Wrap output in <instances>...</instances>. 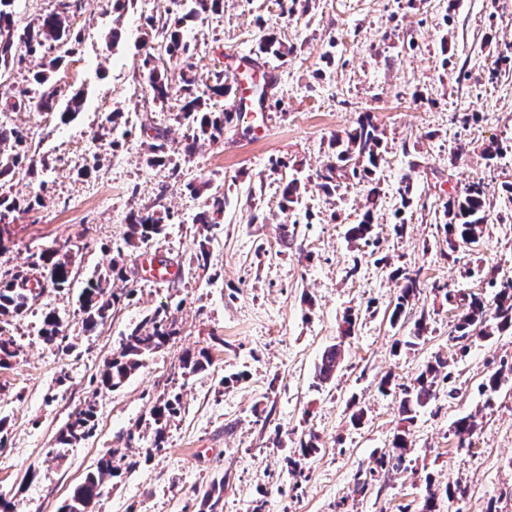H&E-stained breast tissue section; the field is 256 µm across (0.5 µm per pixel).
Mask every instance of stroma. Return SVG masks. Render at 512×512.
Here are the masks:
<instances>
[{
  "instance_id": "stroma-1",
  "label": "stroma",
  "mask_w": 512,
  "mask_h": 512,
  "mask_svg": "<svg viewBox=\"0 0 512 512\" xmlns=\"http://www.w3.org/2000/svg\"><path fill=\"white\" fill-rule=\"evenodd\" d=\"M171 0H129L112 10L107 0H77L69 22L80 44L53 72L58 102L81 95L69 122L57 113L4 112L0 125L20 128L27 157L42 173L17 171L12 191L31 200L0 232V269H26L31 253L57 245L76 274L69 289H47L34 310L14 320L22 346L0 370V494L15 512H58L97 460L118 448L133 470L108 479L95 512H198L199 495L225 475L224 512H419L427 486L462 488L449 512H512V384L486 399L480 385L512 356V334L475 340L460 355L452 336L458 311L443 289L493 298L494 291L463 264L443 255V204L452 186L483 181L490 208L473 264L512 278V152L488 161L484 147L512 136V0H309L308 10L286 12L279 0H224L207 25L187 23L196 46L181 61L199 77L214 71L245 78L242 59L272 31L291 47L265 68L275 81L274 104L241 117L224 142L202 143L179 177L147 164L144 149L156 130L180 146L185 127L168 109L150 105L141 71L156 46V24L172 20ZM119 43H112L113 31ZM368 112L385 132L376 173L381 202L374 212L377 257L348 245L345 231L361 217L367 189L350 181L325 195L316 172L335 136ZM126 132L112 148L108 131ZM308 187L299 210L280 207L284 177ZM210 181L224 194L214 229L211 263L200 270L189 257L205 231L193 218L204 195L192 186ZM413 188L402 207V182ZM146 206L173 213L161 238L128 248L131 211ZM407 232L395 236L394 224ZM294 242H282L284 226ZM134 268L137 292L93 332H83L78 296L115 255ZM171 267V278L145 275L142 260ZM418 270L422 292L404 326L388 314L399 293L394 268ZM175 305L179 334L116 390L98 386L120 337L157 306ZM50 308L71 323L64 353L38 338L40 313ZM357 317L345 359L331 383L314 385L323 350L339 341L345 314ZM427 314L429 332L413 350L399 336ZM208 347L213 364L182 376L188 349ZM447 357L457 391L439 390L413 425L398 411V395L382 393L384 374L410 383L434 355ZM245 372L234 382L232 374ZM178 392L182 409L167 426L161 450L146 421L155 402ZM93 406L91 435L53 457L55 438L70 415ZM363 408L352 426L354 408ZM476 414L470 452L456 449L454 422ZM412 447L404 467L380 474L366 495L354 494L359 470L374 466L399 430ZM136 438H128V431ZM315 433L323 449L302 475L287 458L301 437Z\"/></svg>"
}]
</instances>
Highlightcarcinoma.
<instances>
[{"mask_svg": "<svg viewBox=\"0 0 512 512\" xmlns=\"http://www.w3.org/2000/svg\"><path fill=\"white\" fill-rule=\"evenodd\" d=\"M180 17L171 26L166 24L158 29L161 37L160 47L171 60H178L191 53V45L183 39L180 23L184 21L203 22L224 11V0H174ZM14 0H0V73L13 69L15 61L22 55L33 56L37 53L62 49L68 54L71 45L79 41V35L73 33L68 24L67 14L53 9L19 28L15 25ZM284 45L273 32L264 33L258 42L255 57L246 58L244 62L250 68L263 66L262 59L267 55L283 56ZM62 56H56L49 67L33 75L38 94L35 97L0 96V105L5 110L36 109L41 112H53L57 109V88L52 82V72ZM143 76L146 77L153 103L161 106L168 102L171 83L180 84L181 104L172 119L187 128L186 143L181 150L175 151L158 133L153 142L148 144L146 161L154 166H169L173 174L180 172L179 157L192 156L196 144L203 140L219 143L224 138V128L234 121V114L210 107V101L228 95L232 90L230 81L224 73L214 72L209 81L202 83L194 75L174 67L159 68L157 57L146 52L142 61ZM26 136L22 131L0 127V180L12 177L21 157L18 147L25 144ZM332 154L322 172L317 174L321 180L320 187L324 193L332 195L348 180L372 183L366 196L364 212L361 220L347 228L345 237L351 247L360 249L369 247V255L373 256L379 248V241L372 238L373 210L378 204L380 191L374 185L375 174L383 161L382 132L368 112L361 113L355 125L338 135L331 143ZM302 197L301 181L296 177L286 180L282 191L281 208L290 210L299 203ZM489 206L487 185L478 181L465 185L460 190L448 193V201L444 203L443 224L444 242L448 249V257L457 259L456 253L462 246H478L486 224V212ZM20 210L18 198L12 193H0V224L13 222V214ZM224 211V193L216 190L210 193L204 208L195 216V223L211 230L217 226V215ZM154 210L144 208L130 212L129 231L125 238L126 245L137 248L147 244L162 234L165 229L164 218ZM211 238L199 241L190 261L200 269H207L211 252L208 243ZM30 269L41 271V275L56 289L64 288L72 282L75 274L72 269L54 260V252L42 250L31 255ZM392 275L401 281L400 294L389 321L393 326L405 316L409 304L421 292L422 281L419 272L398 267ZM118 279L125 283L121 292L108 291L102 286L107 279ZM487 284L498 289L493 303L474 293L446 290L445 300L461 309L454 326L455 339L460 345V355L467 353L468 343L472 338L488 340L505 332L512 331V279L497 282L495 272L486 273ZM28 273L18 271L8 274L0 273V324H9L10 320L27 313L36 301L44 294L43 288H26ZM136 291L135 279L131 278L125 264L112 260L105 274L95 281L88 282L82 290V326L85 331L92 332L109 316V312L120 304L123 297ZM68 321L56 311L44 313L39 333L46 344L61 342L65 349L71 345L66 343ZM428 332V319L422 314L415 320L413 329L403 340L397 341L400 347L412 350L424 339ZM176 334L175 318L166 306H160L143 317L134 327L128 330L119 340L118 354L105 364L100 375V384L109 389H116L124 384L144 365L150 355L167 345ZM21 352V346L11 335L3 332L0 327V368L11 365ZM344 359V343L338 342L327 347L319 362L315 365L314 380L323 385L336 377V372ZM212 364V353L208 348L187 350L180 358L182 373L193 376L206 370ZM453 371L448 361L437 356L428 362L423 370L408 385L399 386V412L402 421L414 422L420 409L426 407L437 396L439 387L452 383ZM512 381V358H502L498 366L481 384L483 391L493 395L501 387ZM182 408L179 395L170 393L156 401L150 410L148 425L153 427L151 447L159 450L165 442V430L172 418ZM94 408H86L71 416L65 428L57 437V448L53 449L55 457H61L67 447L85 439L93 428ZM478 429V423L472 415L458 419L453 425L454 436L457 437V448L468 450ZM412 446L409 433L402 430L394 435L391 448L387 449L379 459L377 467L369 470V475L357 474L354 493L366 494L371 481L381 472L399 469L406 462L408 448ZM321 451L319 437L313 433L300 440V454L288 459L291 471L303 473L306 460ZM136 462L126 458L119 449L114 448L98 459L94 470L88 472L84 480L75 486L62 506V512H93V505L101 496L104 481L118 476L122 471L135 468ZM198 512H224V477L214 479L200 497Z\"/></svg>", "mask_w": 512, "mask_h": 512, "instance_id": "1", "label": "carcinoma"}]
</instances>
